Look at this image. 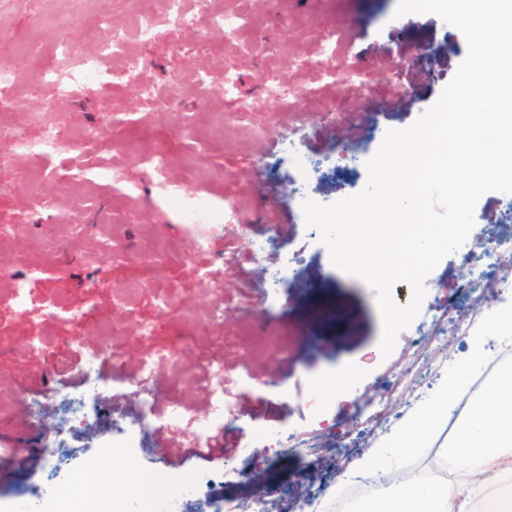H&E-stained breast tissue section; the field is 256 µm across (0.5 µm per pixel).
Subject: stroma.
Here are the masks:
<instances>
[{
    "mask_svg": "<svg viewBox=\"0 0 512 512\" xmlns=\"http://www.w3.org/2000/svg\"><path fill=\"white\" fill-rule=\"evenodd\" d=\"M229 4L245 21L234 51H227L223 33L187 28L163 35L160 48L144 52L143 77L158 86L163 103L144 101L132 86L79 102L47 95L25 101L24 111L56 113L68 139L56 159L25 158L29 184L0 202L19 219L9 236L0 237V272L13 269L20 258L38 262L33 286L54 307L49 318L20 322L0 305V383L45 398L40 410L18 404L9 419L0 420V448L36 449L55 433L58 417L51 394L85 385L83 352L98 341L104 326L112 328L120 358L99 364L95 377L108 399L101 406L99 426L81 432L79 439L88 449L108 447L138 412L136 400L125 396L121 378L135 373L143 352L138 327L151 320L155 342L178 347L186 370L215 358L248 369L256 383L235 388L238 418L213 437L208 457H199L185 437L167 429L143 432L139 473L164 472L175 478L193 467L214 476L200 486L198 503L222 498L249 506L261 500L266 512H283L288 503L294 512H313L314 497L335 491L337 464L374 454L382 440L374 422L356 416L352 396L327 399L313 409L295 397L293 388L320 373L361 364L378 348L382 326L375 290L336 268L303 213L290 205L295 187L275 163L280 139L297 124L304 131L305 148L318 158L335 160L337 147L346 145L358 149L361 160L370 159L377 151L374 132L414 123L455 75L466 43L435 15L395 17L397 0H275L261 11L254 0ZM133 8L132 0H0V43L18 44L17 74L23 82L30 76L29 59L60 38L71 41L75 54L93 51L98 11H109L113 25L125 27ZM58 16L70 17L69 28H57ZM339 27L350 36L347 63L364 65L370 73L366 84L322 83L330 70L323 42ZM190 42L195 51L181 53L180 45ZM418 45L432 48L434 59L410 63ZM228 68L238 79L234 98L224 95ZM274 70L301 87L295 105L265 94ZM199 71L206 74L205 89L189 91L185 83ZM340 110L346 114L341 123L336 120ZM109 113L115 117L111 152L82 148L81 140ZM147 147L165 155L170 184L186 195L205 196L219 209L226 199L251 197L254 206L244 213V221L252 225V235L270 234L272 249L254 260L252 235L186 224L176 210L160 207L141 157ZM118 161L126 178L139 183V191L119 190L105 181L86 191L76 183L64 194L56 189L69 163L93 172ZM473 231L487 241L512 234L498 193L480 198ZM197 236L208 240L198 265L186 257L189 239ZM45 244L61 245L62 251L41 259ZM289 252L304 255L306 262L288 274L281 301L269 304L263 281ZM164 253L169 256L164 274L143 283L134 307L119 304L114 289L141 276L143 260ZM478 259V254L461 250L445 257L428 279L445 281L447 288L432 286L427 303L466 308L463 298L449 303L447 289L470 280ZM201 268L223 285V298L198 282ZM166 287L177 289L182 308L191 311L223 303L217 319L195 326L196 335L207 337L206 347L185 341V325L176 313L155 312L154 295ZM75 308L85 312L77 323L69 320ZM331 309L337 310V318H328ZM445 323L442 335L432 337L421 351L398 345L363 378V391L382 403L386 423L403 425L417 395L438 390L443 376L435 361L465 356L467 346L454 334L453 317ZM44 333L53 338L49 349L24 350L26 337ZM256 430L293 432L301 445L284 454L253 438ZM258 466L267 474L261 486L251 479ZM45 480L40 462L22 470L9 466L6 478H0V512H15L18 491L37 493Z\"/></svg>",
    "mask_w": 512,
    "mask_h": 512,
    "instance_id": "stroma-1",
    "label": "stroma"
}]
</instances>
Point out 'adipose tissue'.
<instances>
[{
	"label": "adipose tissue",
	"instance_id": "1",
	"mask_svg": "<svg viewBox=\"0 0 512 512\" xmlns=\"http://www.w3.org/2000/svg\"><path fill=\"white\" fill-rule=\"evenodd\" d=\"M461 395L456 377L444 379L436 396L420 401L413 410L404 425L405 436L425 447ZM452 446L444 477L424 488L406 481L394 491L379 492L364 512H473L479 502L487 512H512V497L486 496L490 485L512 483L511 367L471 396Z\"/></svg>",
	"mask_w": 512,
	"mask_h": 512
}]
</instances>
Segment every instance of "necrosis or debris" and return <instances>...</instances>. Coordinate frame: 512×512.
Here are the masks:
<instances>
[{
	"label": "necrosis or debris",
	"mask_w": 512,
	"mask_h": 512,
	"mask_svg": "<svg viewBox=\"0 0 512 512\" xmlns=\"http://www.w3.org/2000/svg\"><path fill=\"white\" fill-rule=\"evenodd\" d=\"M188 0H150L148 6L139 8L133 19L136 35L144 47L158 44V25L167 22L172 28L182 29L204 22L206 28L223 31L226 41H234L244 20L232 8L205 10L202 15L192 14ZM98 23L102 31L97 56L83 59L77 66H69L68 58L73 54L68 39L56 42L52 53L38 62L40 79L30 86L28 93L37 97L51 93L59 98L81 99L86 97L110 96L114 87L139 80V92L143 97H156L155 87L140 81L144 67L141 57H126L121 69L106 70L104 58L117 56L125 50L126 28L114 27L106 14H99ZM66 136L57 116L52 112L31 114L23 125L0 123V142L7 144L14 156L22 157L38 154L47 158L56 157ZM277 162L287 169L298 190L292 196L295 205H302L310 194L306 185L313 174L325 167V160L303 152L298 132H289L284 137L276 156ZM157 190V201L175 208L188 224H197L205 218L225 225L232 230L238 225L244 211L243 204L236 199L224 202L223 210H216L205 198L185 200L177 191L168 189L166 181L167 162L163 154H155L150 159ZM468 251L478 252L480 265L474 267L471 283L464 291L471 299L468 312L457 317L454 323L456 335L470 336L474 333L475 322L485 310V300L477 291L479 283L491 284L496 294L512 295V236L502 237L492 242L472 239L466 243ZM36 275L34 268L21 265L8 272L9 299L11 311L18 321L24 322L36 315L45 313L31 284ZM151 323H142L139 329L140 341L147 348L136 372L125 382L126 390L132 394L139 408V417L123 435L113 438L110 455L126 461H133L134 452L139 446L141 429L164 427L172 432L189 437L193 447L209 446L214 433L235 417L233 398L226 392L227 382L248 386L252 379L246 374L229 375L223 362L206 361L198 372L190 374L191 383L198 385L209 398L211 408L202 415L187 412L178 398H171L167 404H160L154 390V379L158 371L176 367L179 360L177 349L152 346ZM512 363V341L500 342L493 353L486 357L479 369L461 367L455 359H447L445 365L449 373L457 375L467 395L473 394L492 381L500 369ZM460 400L448 415L447 433H454L459 421L468 411V402ZM58 406L59 430L54 441L40 450L41 464L47 474V483L42 498L50 504L53 512H187V506L194 501L197 488L209 479L208 473L199 470L184 472L175 483L162 492L151 490L148 482L135 481L119 495L118 503H110L95 475V467L100 453L86 455L75 465H65L64 452L69 446L68 435L74 428L93 423L98 418L101 394L97 388L89 387L79 394L54 393ZM383 458H397L401 466L410 469L419 483L436 481L443 473L446 459L444 441H437L431 447L415 450L409 448L405 440H397L391 447L383 449ZM375 494V487L360 478L347 479L335 496L317 502L318 512H359Z\"/></svg>",
	"instance_id": "4bbe7bcc"
}]
</instances>
